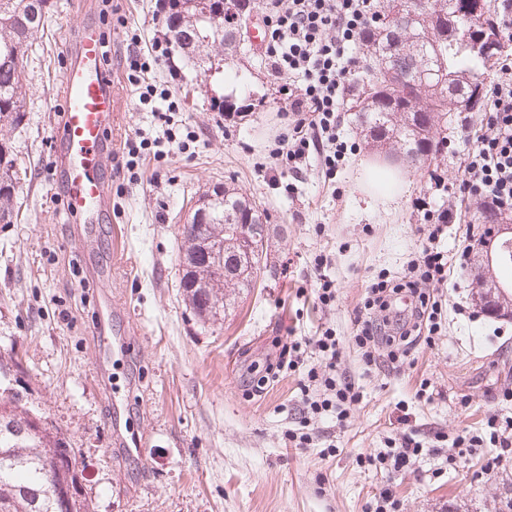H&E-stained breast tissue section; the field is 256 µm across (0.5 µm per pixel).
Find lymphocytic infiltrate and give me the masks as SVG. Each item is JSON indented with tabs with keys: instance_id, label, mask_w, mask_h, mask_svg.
I'll return each mask as SVG.
<instances>
[{
	"instance_id": "obj_1",
	"label": "lymphocytic infiltrate",
	"mask_w": 512,
	"mask_h": 512,
	"mask_svg": "<svg viewBox=\"0 0 512 512\" xmlns=\"http://www.w3.org/2000/svg\"><path fill=\"white\" fill-rule=\"evenodd\" d=\"M259 7L270 27L266 48L270 70L278 78L295 82L288 92L292 122L272 154L294 163L316 149L315 130L336 133V108L349 73L346 50L369 23L367 0H260ZM502 71L487 97L486 130L467 156L462 191L467 198L480 200L484 209L512 212V67L503 66ZM450 217L447 210L437 215L426 244L401 281L381 279L370 284L356 311L352 336L365 364H375L377 346L408 341L416 332L437 331L442 304L424 287L448 281V257L435 242ZM338 346L329 330L307 346L296 339L289 342V366L301 363L310 348L322 359V371L308 370L307 377L322 378L326 395L320 400L304 397L303 413L331 412L341 420L359 402L354 383L338 370ZM423 453L422 442L410 433L368 462L395 474Z\"/></svg>"
}]
</instances>
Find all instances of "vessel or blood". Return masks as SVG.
Listing matches in <instances>:
<instances>
[{
    "instance_id": "obj_1",
    "label": "vessel or blood",
    "mask_w": 512,
    "mask_h": 512,
    "mask_svg": "<svg viewBox=\"0 0 512 512\" xmlns=\"http://www.w3.org/2000/svg\"><path fill=\"white\" fill-rule=\"evenodd\" d=\"M63 84L60 138L65 207L71 215L92 224L105 204L106 136L112 119L104 36L98 27L80 31L74 57L63 72Z\"/></svg>"
}]
</instances>
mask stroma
<instances>
[{"mask_svg": "<svg viewBox=\"0 0 512 512\" xmlns=\"http://www.w3.org/2000/svg\"><path fill=\"white\" fill-rule=\"evenodd\" d=\"M49 2L27 52L25 118L0 131L20 178L18 217L0 224V352L21 355L34 406L74 441L95 512H374L386 487L402 512H493L512 486V465L484 473L492 445L463 455L453 445L458 435L486 438L492 426L512 424V359L499 355L512 351V320L483 311L469 274L479 242L499 235L478 201L458 204L437 243L451 272L431 343L397 364L368 366L350 339L367 286L404 276L426 241L418 202L436 211L458 195L484 113H451L439 153L424 163L374 152L351 108L369 65L353 48L336 129L346 152L329 177L314 152L295 166L271 158L288 96L263 49L229 59L227 73L245 74L264 98L230 117L212 109L192 61L175 55L174 75L155 68L154 84L180 101L165 123L154 114L160 97L140 101L123 62L128 32L142 52L165 32L156 0ZM82 23L103 30L111 61L112 175L93 226L67 218L57 164L62 72ZM142 138L162 141L168 155L128 170L124 143ZM366 163L401 172L395 202L367 194ZM224 185L267 212L268 266L258 287L205 320L179 294L181 227L206 190ZM321 273L336 284L329 306L313 294ZM328 328L362 399L343 422L313 419L299 447L289 435L300 427L301 385L318 354L257 391L243 376L276 361L290 337ZM105 334L123 345L102 364ZM118 431L140 452L119 449ZM405 433L429 449L408 471L362 464Z\"/></svg>", "mask_w": 512, "mask_h": 512, "instance_id": "obj_1", "label": "stroma"}]
</instances>
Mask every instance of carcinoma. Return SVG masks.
I'll return each instance as SVG.
<instances>
[{"label":"carcinoma","instance_id":"cac0c4a2","mask_svg":"<svg viewBox=\"0 0 512 512\" xmlns=\"http://www.w3.org/2000/svg\"><path fill=\"white\" fill-rule=\"evenodd\" d=\"M167 17L169 39L188 57L206 56V73L224 80L226 51L239 47L249 10L234 4L233 17L224 15V0H170ZM47 9V0H0V126L18 127L25 118V100L30 91L24 57L37 39ZM476 33L502 41L493 9L478 14ZM370 56L380 49L391 50L389 59L405 83L400 90L379 88L367 82L358 101L361 124L372 146H397L409 162L429 156L436 135L448 125V84L469 79L460 89L464 111L485 109L488 69L479 54L466 46L448 42V0H388L383 19L358 37ZM263 103V98L231 92L212 98L221 112H246ZM430 122L433 136L421 132L418 113ZM11 145L0 140V223H11L17 174ZM206 224L202 233L184 235L181 288L184 301L200 316H216L224 308L225 284L232 288L253 287V275L235 263L241 245L235 236L248 223H263L264 213L253 209L248 215L236 192L216 190L204 204ZM224 247V278L213 270L203 253ZM18 365L15 355L0 357V488L11 487L9 499L0 501L4 512H59L60 488L83 485L78 468L61 467L49 478L47 464L69 452L77 457L71 439L45 417L44 427L28 432L33 409L8 394L9 378Z\"/></svg>","mask_w":512,"mask_h":512}]
</instances>
